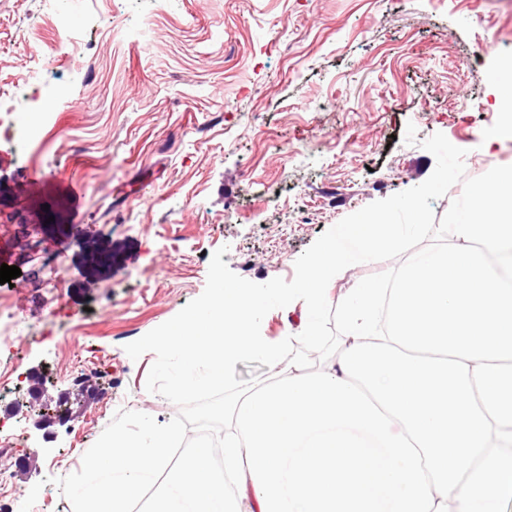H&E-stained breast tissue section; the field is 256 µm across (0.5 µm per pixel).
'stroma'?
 I'll return each instance as SVG.
<instances>
[{"label":"stroma","instance_id":"1","mask_svg":"<svg viewBox=\"0 0 512 512\" xmlns=\"http://www.w3.org/2000/svg\"><path fill=\"white\" fill-rule=\"evenodd\" d=\"M71 38L78 59L27 71L31 49ZM505 58L512 0H0V265L21 270L0 304L22 351L21 389L0 396V423L18 428L0 447L14 483L0 512H20L36 484L40 500L59 495L117 411L168 417L172 402L146 389L154 353L124 347L202 294L215 250L249 281L292 280L325 231L431 175L421 143L437 132L465 149L466 176L512 165V140L485 146ZM27 77L51 109L18 154L6 131ZM301 199L313 213L297 224ZM55 258L60 292L45 285ZM304 324L297 300L261 334Z\"/></svg>","mask_w":512,"mask_h":512}]
</instances>
